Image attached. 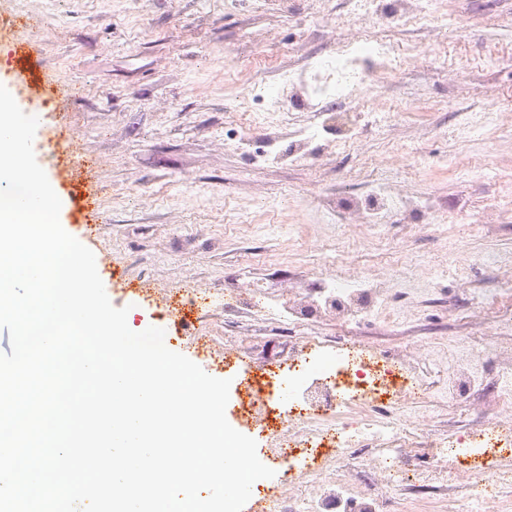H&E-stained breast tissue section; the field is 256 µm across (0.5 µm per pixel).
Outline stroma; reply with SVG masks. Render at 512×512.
I'll list each match as a JSON object with an SVG mask.
<instances>
[{
	"label": "stroma",
	"instance_id": "1",
	"mask_svg": "<svg viewBox=\"0 0 512 512\" xmlns=\"http://www.w3.org/2000/svg\"><path fill=\"white\" fill-rule=\"evenodd\" d=\"M43 18L40 78L62 84L34 137L61 200L63 229L96 258L115 307L162 328L169 350L213 377L231 350L261 365L308 336L342 337L421 366L441 391L413 403L429 428L483 416L512 345V0H408L399 18L370 0H7ZM396 42L393 71L360 100L316 102L311 58L363 31ZM295 71L286 107L267 111L254 84ZM0 85L21 110L31 77L0 54ZM378 126L350 142L337 112ZM327 128L315 160L297 164L299 131ZM390 176L425 200L421 215L358 224L368 177ZM109 230L87 233L93 211ZM368 274L383 299L367 321L272 320L312 275ZM202 289L198 318H163L184 286ZM209 331L210 341L199 340ZM452 336L469 345L478 382L457 370ZM432 512H512V475L479 505L465 494Z\"/></svg>",
	"mask_w": 512,
	"mask_h": 512
}]
</instances>
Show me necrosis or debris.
Instances as JSON below:
<instances>
[{
    "mask_svg": "<svg viewBox=\"0 0 512 512\" xmlns=\"http://www.w3.org/2000/svg\"><path fill=\"white\" fill-rule=\"evenodd\" d=\"M394 53L389 40L369 32L338 41L319 68L311 97L347 99L351 90L379 82ZM379 299L369 277L350 281L339 273L324 278L316 299L288 305L287 312L294 320L331 315L351 321L369 316ZM224 376L240 411L253 410L260 417L250 433L262 443L260 461L278 465L274 477L253 484L256 512L265 506L271 512H392L394 495L412 487L415 458L429 464L426 480L435 484L437 497L455 493L453 477L462 473L470 496L478 500L512 458V426L497 415L406 448L401 420L377 416L376 407L397 404L405 394L431 397L435 385L415 365L370 345L334 346L314 336L287 360L264 364L250 375L232 365ZM358 447L373 454L355 466L352 451ZM375 475L383 477L386 492L375 491ZM287 485L299 489V496L283 498Z\"/></svg>",
    "mask_w": 512,
    "mask_h": 512,
    "instance_id": "necrosis-or-debris-1",
    "label": "necrosis or debris"
}]
</instances>
